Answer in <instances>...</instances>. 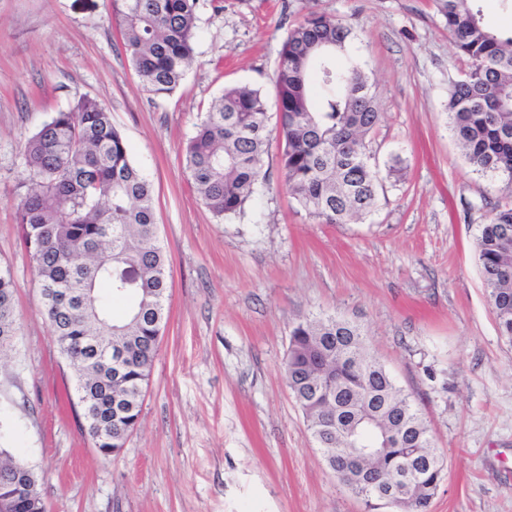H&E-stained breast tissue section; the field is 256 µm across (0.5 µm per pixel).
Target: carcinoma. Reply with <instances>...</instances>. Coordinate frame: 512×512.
Instances as JSON below:
<instances>
[{
  "mask_svg": "<svg viewBox=\"0 0 512 512\" xmlns=\"http://www.w3.org/2000/svg\"><path fill=\"white\" fill-rule=\"evenodd\" d=\"M480 0H440L456 49L469 61L451 83L453 134L478 174L512 192V33L488 28ZM112 18L143 88L171 95L195 58L201 0H111ZM351 29L312 12L288 29L275 71L277 124L260 89L224 88L187 140L186 168L218 219L241 215L266 178L271 133L281 141L282 186L311 217L343 224L377 202L380 170L365 140L381 121L375 95L350 49ZM27 176L16 219L34 258L43 314L70 361L93 444L118 455L140 422L142 393L165 326L167 258L150 183L133 164L111 113L83 96L25 140ZM488 301L512 342V208L495 206L475 241ZM16 283L0 271V352L18 334ZM127 356L118 376L101 371L108 342ZM284 377L328 468L371 512H427L444 474L428 426L410 396L370 351L355 323H294ZM359 448H374L368 461ZM13 512H46L39 478L0 476Z\"/></svg>",
  "mask_w": 512,
  "mask_h": 512,
  "instance_id": "1",
  "label": "carcinoma"
}]
</instances>
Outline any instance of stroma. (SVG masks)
Listing matches in <instances>:
<instances>
[{"mask_svg":"<svg viewBox=\"0 0 512 512\" xmlns=\"http://www.w3.org/2000/svg\"><path fill=\"white\" fill-rule=\"evenodd\" d=\"M197 20L195 61L169 97L147 93L109 0H0V268L19 332L0 359V445L39 475L47 512H367L327 468L282 364L299 318L360 325L410 394L446 463L429 512H512V343L487 300L475 239L498 180L473 172L448 88L468 68L438 0H221ZM349 25L383 118L366 140L378 201L346 224L310 218L281 187L270 139L244 216L217 220L184 147L228 85L274 97L289 28L310 12ZM88 96L112 114L150 182L169 260L167 321L140 423L119 456L94 448L74 373L42 314L16 222L23 139Z\"/></svg>","mask_w":512,"mask_h":512,"instance_id":"stroma-1","label":"stroma"}]
</instances>
